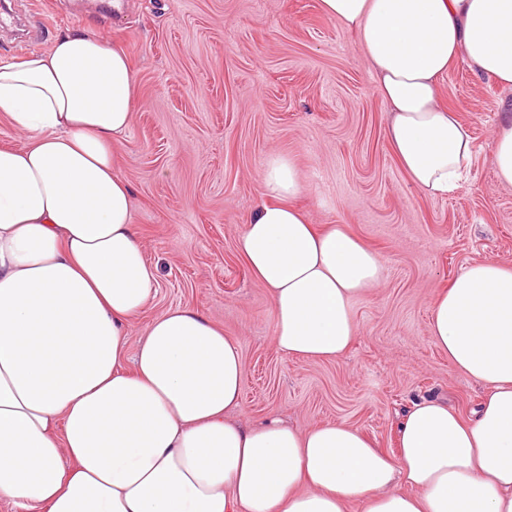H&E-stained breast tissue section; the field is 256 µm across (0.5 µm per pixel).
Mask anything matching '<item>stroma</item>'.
<instances>
[{
  "label": "stroma",
  "mask_w": 512,
  "mask_h": 512,
  "mask_svg": "<svg viewBox=\"0 0 512 512\" xmlns=\"http://www.w3.org/2000/svg\"><path fill=\"white\" fill-rule=\"evenodd\" d=\"M11 0L30 20L19 47L0 27V60L47 51L91 29L136 72L131 129L115 145L135 194L134 219L158 295L132 321L191 305L241 343L244 380L234 418L305 428L343 423L397 449L414 402L442 398L471 417L483 387L433 343L436 290L468 265L512 267V185L495 176L493 130L512 88L452 66L441 96L469 128L474 159L445 197L419 192L384 136L387 114L357 37L320 0ZM293 159L317 224L345 225L384 262L354 305L357 339L333 362L290 357L273 343L272 301L237 249L262 192L271 152Z\"/></svg>",
  "instance_id": "obj_1"
}]
</instances>
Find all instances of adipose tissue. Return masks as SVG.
I'll use <instances>...</instances> for the list:
<instances>
[{
  "label": "adipose tissue",
  "instance_id": "obj_1",
  "mask_svg": "<svg viewBox=\"0 0 512 512\" xmlns=\"http://www.w3.org/2000/svg\"><path fill=\"white\" fill-rule=\"evenodd\" d=\"M356 33L411 183L459 186L473 144L441 99L457 61L512 88V0H321ZM132 64L92 31L0 60V499L19 512H512V268L469 265L437 292L430 335L486 393L474 419L414 403L397 454L356 427L232 417L238 340L195 308L164 311L113 146L131 128ZM238 242L273 304L277 349L326 361L355 340L381 257L312 224L292 158L273 154Z\"/></svg>",
  "mask_w": 512,
  "mask_h": 512
}]
</instances>
